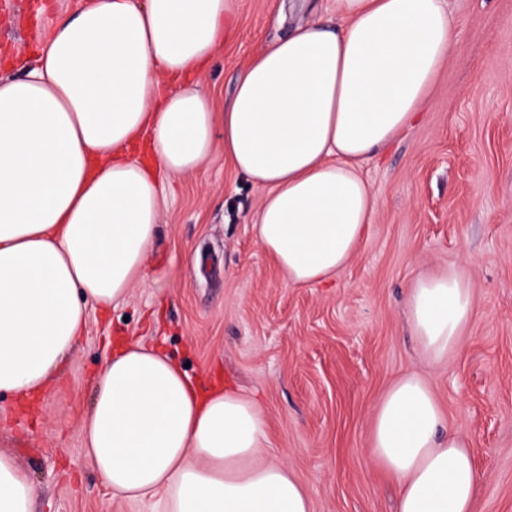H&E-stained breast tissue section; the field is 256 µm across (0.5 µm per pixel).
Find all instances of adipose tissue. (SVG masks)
<instances>
[{
	"label": "adipose tissue",
	"mask_w": 512,
	"mask_h": 512,
	"mask_svg": "<svg viewBox=\"0 0 512 512\" xmlns=\"http://www.w3.org/2000/svg\"><path fill=\"white\" fill-rule=\"evenodd\" d=\"M337 24H295L252 57L223 111L193 82L231 28L225 0H77L47 21L37 63L0 77V394L27 400L72 352L85 301L147 281L160 185L224 154L266 188L258 240L291 285L341 274L377 214L362 164L425 108L455 21L444 0H335ZM408 325L440 363L475 314L455 271L419 277ZM86 458L113 494L165 512H311L267 452L263 409L200 389L162 347L112 346L82 420ZM371 450L397 512H472L480 474L430 385L399 378ZM36 489L0 453V512Z\"/></svg>",
	"instance_id": "adipose-tissue-1"
}]
</instances>
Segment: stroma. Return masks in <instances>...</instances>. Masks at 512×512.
Masks as SVG:
<instances>
[{"instance_id":"obj_1","label":"stroma","mask_w":512,"mask_h":512,"mask_svg":"<svg viewBox=\"0 0 512 512\" xmlns=\"http://www.w3.org/2000/svg\"><path fill=\"white\" fill-rule=\"evenodd\" d=\"M58 0L0 6V76L36 63ZM453 44L423 118L363 173L378 202L357 253L330 284L291 285L255 228L266 193L216 140L194 174L165 185L146 284L109 310L87 304L75 349L31 405L0 395V451L37 492L34 512H158L112 495L85 457L95 377L128 336L167 351L203 384L260 403L267 448L306 488L312 512H394L396 487L371 454L375 408L417 373L481 474L473 512H512V0H445ZM233 33L199 75L223 108L249 59L306 19L298 0H228ZM454 269L476 314L447 363L423 358L405 297L417 276Z\"/></svg>"}]
</instances>
